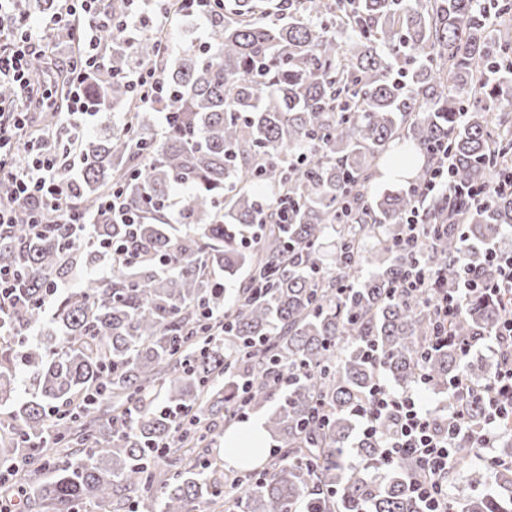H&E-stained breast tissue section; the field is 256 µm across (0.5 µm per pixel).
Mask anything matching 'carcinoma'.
<instances>
[{
	"label": "carcinoma",
	"instance_id": "obj_1",
	"mask_svg": "<svg viewBox=\"0 0 512 512\" xmlns=\"http://www.w3.org/2000/svg\"><path fill=\"white\" fill-rule=\"evenodd\" d=\"M233 11L205 45L173 49L159 29L128 45L106 29L87 103L121 119L83 140L69 206L94 215L116 190L141 219L136 235L105 220L80 237L25 224L0 235L25 298L0 306V468L28 458L24 497L39 512H202L221 498L237 512H422L410 458L383 476L360 468L377 464L379 444L353 437V418L382 377L402 390L424 379L449 408L452 382L495 381L498 359L428 345L441 289L463 287L458 269L493 277L486 255L512 229V198L430 197L409 247L403 221L426 167L396 192L365 189L396 140L426 160L447 144L459 185L489 187L512 162V33L486 19L512 18V0H237ZM145 66L168 94L160 133L126 80ZM266 192L286 198L288 223L263 207ZM331 233L334 275L321 254ZM104 238L126 251L108 275L96 272ZM413 259L436 287L401 288ZM64 279L78 287L52 297L47 340L30 341L46 285ZM507 313L504 298L473 291L452 335L491 337ZM20 364L33 393L18 403ZM280 389L266 420L278 462L227 487L205 477L181 442ZM170 409L185 419L181 441ZM157 452L175 468L164 482ZM492 478L493 494L450 497L448 512H512V467Z\"/></svg>",
	"mask_w": 512,
	"mask_h": 512
}]
</instances>
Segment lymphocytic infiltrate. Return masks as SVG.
<instances>
[{
	"label": "lymphocytic infiltrate",
	"mask_w": 512,
	"mask_h": 512,
	"mask_svg": "<svg viewBox=\"0 0 512 512\" xmlns=\"http://www.w3.org/2000/svg\"><path fill=\"white\" fill-rule=\"evenodd\" d=\"M21 2L0 0V84H10L14 90L9 103L0 102V227L14 224L21 206L33 199L42 203L43 211L29 218L31 233L41 232L49 218L78 231L91 218L66 209L73 185L66 174L82 160L84 117L89 113L83 79L105 65L103 22L97 0H66L60 10L34 23L22 13ZM74 28L82 31V46L67 91L68 141L63 145L53 138L20 142L17 132L28 121L26 106L33 98L28 60L41 53L47 39L61 30ZM487 260L494 270L493 278L468 271L467 290L482 288L497 296L512 294V250L491 248ZM460 397L476 398L483 407L485 421L478 434H471L459 409L449 411L446 431L437 430L431 411L414 393L394 391L382 381L372 388L359 413L361 434L381 439L380 465L390 466L401 456L413 460L414 472L408 486L422 503L423 512H448V487L443 478L455 464L458 439L471 437L478 456L488 464L498 465V458L491 456L489 450L496 437L498 419L512 413V360L503 361L489 392L476 396L465 388ZM388 416L394 418L395 430L383 436L379 433V421Z\"/></svg>",
	"instance_id": "obj_1"
}]
</instances>
